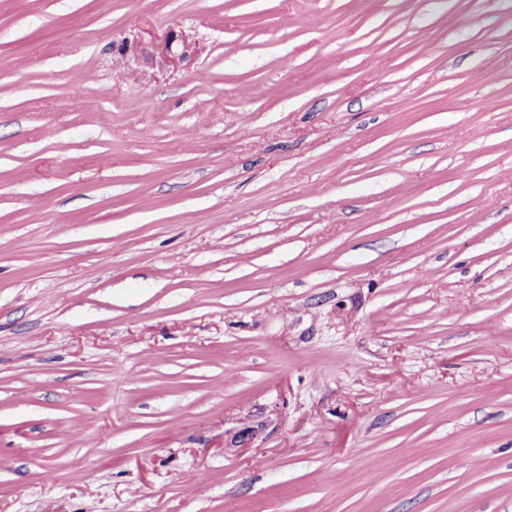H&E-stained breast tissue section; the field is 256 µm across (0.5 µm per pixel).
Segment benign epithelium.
Here are the masks:
<instances>
[{
	"mask_svg": "<svg viewBox=\"0 0 512 512\" xmlns=\"http://www.w3.org/2000/svg\"><path fill=\"white\" fill-rule=\"evenodd\" d=\"M192 49L189 37L181 31L171 30L161 37L124 40L116 48L124 67H129L130 61H143L149 67L168 72L179 68Z\"/></svg>",
	"mask_w": 512,
	"mask_h": 512,
	"instance_id": "benign-epithelium-1",
	"label": "benign epithelium"
}]
</instances>
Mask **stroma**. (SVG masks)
<instances>
[{"label":"stroma","mask_w":512,"mask_h":512,"mask_svg":"<svg viewBox=\"0 0 512 512\" xmlns=\"http://www.w3.org/2000/svg\"><path fill=\"white\" fill-rule=\"evenodd\" d=\"M0 512H512V0H0ZM191 49L192 42L188 36L182 31L170 30L161 37H153L147 41L141 38L123 40L116 51L127 69L130 68V61L142 60L159 72H168L177 70Z\"/></svg>","instance_id":"1"}]
</instances>
